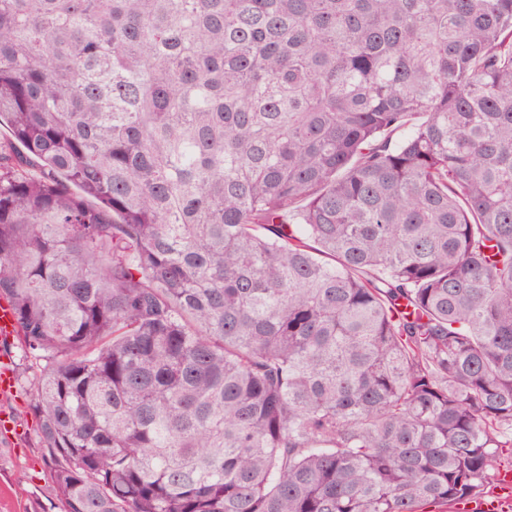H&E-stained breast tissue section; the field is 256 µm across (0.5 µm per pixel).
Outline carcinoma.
Segmentation results:
<instances>
[{
    "instance_id": "1",
    "label": "carcinoma",
    "mask_w": 512,
    "mask_h": 512,
    "mask_svg": "<svg viewBox=\"0 0 512 512\" xmlns=\"http://www.w3.org/2000/svg\"><path fill=\"white\" fill-rule=\"evenodd\" d=\"M0 301L64 512H449L512 448V0H0Z\"/></svg>"
}]
</instances>
